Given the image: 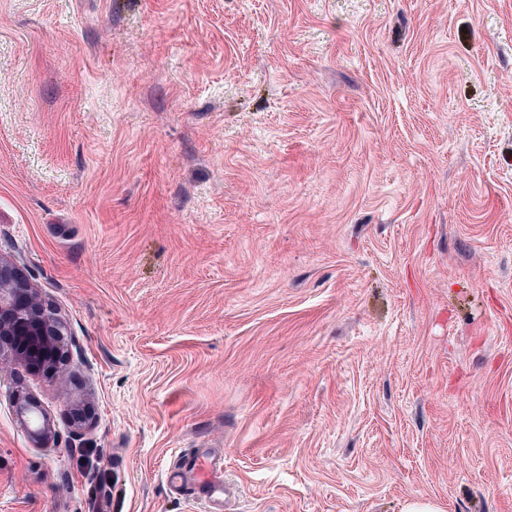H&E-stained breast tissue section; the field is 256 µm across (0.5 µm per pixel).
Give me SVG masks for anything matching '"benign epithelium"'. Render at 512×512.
I'll return each mask as SVG.
<instances>
[{
	"label": "benign epithelium",
	"mask_w": 512,
	"mask_h": 512,
	"mask_svg": "<svg viewBox=\"0 0 512 512\" xmlns=\"http://www.w3.org/2000/svg\"><path fill=\"white\" fill-rule=\"evenodd\" d=\"M64 326L56 314L42 301L17 260L0 255V361L46 373H57L65 365L61 347ZM38 405L31 398H15L18 421L29 428L33 439L47 442L53 436L46 415L31 428V415Z\"/></svg>",
	"instance_id": "obj_1"
}]
</instances>
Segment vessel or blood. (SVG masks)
I'll use <instances>...</instances> for the list:
<instances>
[{
  "label": "vessel or blood",
  "instance_id": "b4317fda",
  "mask_svg": "<svg viewBox=\"0 0 512 512\" xmlns=\"http://www.w3.org/2000/svg\"><path fill=\"white\" fill-rule=\"evenodd\" d=\"M171 488L201 501L206 512H226L232 490L224 482V453L216 448H188L167 471Z\"/></svg>",
  "mask_w": 512,
  "mask_h": 512
}]
</instances>
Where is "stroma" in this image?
Returning a JSON list of instances; mask_svg holds the SVG:
<instances>
[{
  "label": "stroma",
  "mask_w": 512,
  "mask_h": 512,
  "mask_svg": "<svg viewBox=\"0 0 512 512\" xmlns=\"http://www.w3.org/2000/svg\"><path fill=\"white\" fill-rule=\"evenodd\" d=\"M0 254V512H512V0H0ZM64 326L16 259L0 255V361L56 374L65 365ZM15 414L18 421L28 427L29 432L36 442H47L53 436L52 425L49 418L41 413L39 423L31 428L29 426L31 415L38 411V405L31 398L18 395L15 398ZM167 471V482L188 499L199 500L205 511L229 510L232 489L224 483V453L217 448H187Z\"/></svg>",
  "instance_id": "stroma-1"
}]
</instances>
